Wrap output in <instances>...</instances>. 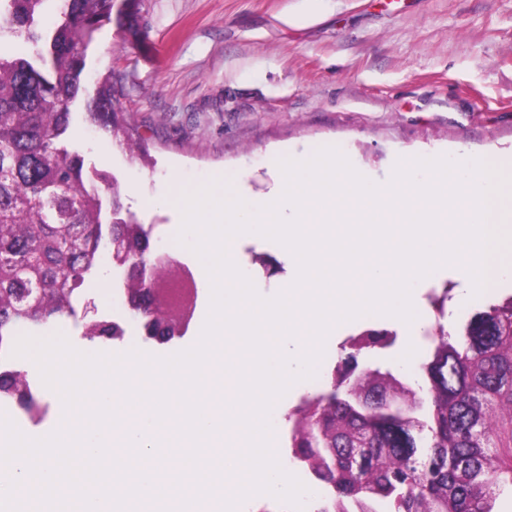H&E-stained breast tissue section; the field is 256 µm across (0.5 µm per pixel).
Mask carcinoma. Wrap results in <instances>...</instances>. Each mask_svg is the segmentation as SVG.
I'll use <instances>...</instances> for the list:
<instances>
[{
	"mask_svg": "<svg viewBox=\"0 0 512 512\" xmlns=\"http://www.w3.org/2000/svg\"><path fill=\"white\" fill-rule=\"evenodd\" d=\"M47 0H0V35L36 46L28 58L0 57V340L73 315L100 251L120 244L124 282L149 287L141 268L153 258V225L122 215L116 178L85 166L64 144L72 107L136 158L108 76L87 89L82 75L96 33L131 23L137 0H61L60 23L38 30ZM144 338L167 344L180 322L163 309H130ZM89 339L118 340L120 323L96 320ZM427 352L416 379L360 360L391 344L367 330L342 345L344 356L321 388L285 414L288 461L323 496L313 512H493L512 487V301L488 304L453 336L424 331ZM16 368L0 374V403L28 412L44 403Z\"/></svg>",
	"mask_w": 512,
	"mask_h": 512,
	"instance_id": "obj_1",
	"label": "carcinoma"
}]
</instances>
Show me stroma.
Instances as JSON below:
<instances>
[{
    "label": "stroma",
    "mask_w": 512,
    "mask_h": 512,
    "mask_svg": "<svg viewBox=\"0 0 512 512\" xmlns=\"http://www.w3.org/2000/svg\"><path fill=\"white\" fill-rule=\"evenodd\" d=\"M107 75L144 159L130 161L84 121L72 126L69 143L87 165L117 178L124 207L152 225L153 250L188 267L200 293L187 334L163 348L146 344L129 317L124 338L107 343L85 340L78 315L43 328L80 351L167 357L196 344L210 300L196 255L177 240L172 200L176 189H197L215 172L251 204L274 188L277 154L329 143L373 182L391 180L412 154L512 167V0H321L314 11L307 0H139L134 30L105 25L89 48L87 83ZM237 254L259 294L287 287L293 262L277 242L246 238ZM262 255L280 263L278 275H266ZM116 276L102 252L86 294L99 316L116 310ZM414 288L418 326L377 314L337 323L317 376L336 365L348 338L384 329L395 339L371 359L415 377L423 327L440 322L457 333L474 307L512 296V273L477 296L454 267ZM410 345L414 354L403 360Z\"/></svg>",
    "instance_id": "obj_1"
}]
</instances>
